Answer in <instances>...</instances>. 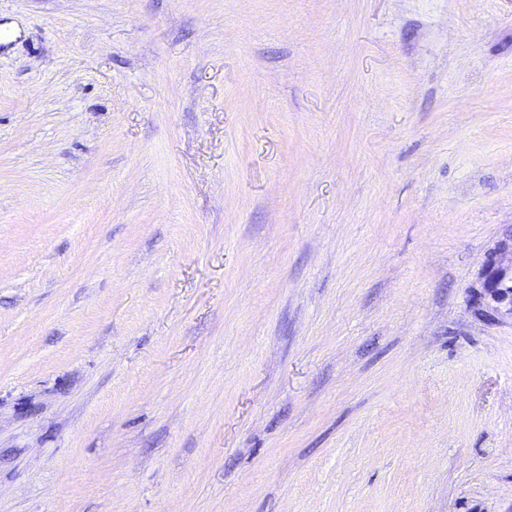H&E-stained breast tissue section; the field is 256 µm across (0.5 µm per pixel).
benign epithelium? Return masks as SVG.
<instances>
[{"instance_id": "1", "label": "benign epithelium", "mask_w": 512, "mask_h": 512, "mask_svg": "<svg viewBox=\"0 0 512 512\" xmlns=\"http://www.w3.org/2000/svg\"><path fill=\"white\" fill-rule=\"evenodd\" d=\"M475 312L491 321L512 319V227L503 231L472 291Z\"/></svg>"}]
</instances>
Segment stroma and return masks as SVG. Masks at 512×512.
Listing matches in <instances>:
<instances>
[{
    "mask_svg": "<svg viewBox=\"0 0 512 512\" xmlns=\"http://www.w3.org/2000/svg\"><path fill=\"white\" fill-rule=\"evenodd\" d=\"M512 0H0V512H512ZM472 291L475 312L491 321H512V227L501 234L479 273Z\"/></svg>",
    "mask_w": 512,
    "mask_h": 512,
    "instance_id": "35a3bbf8",
    "label": "stroma"
}]
</instances>
